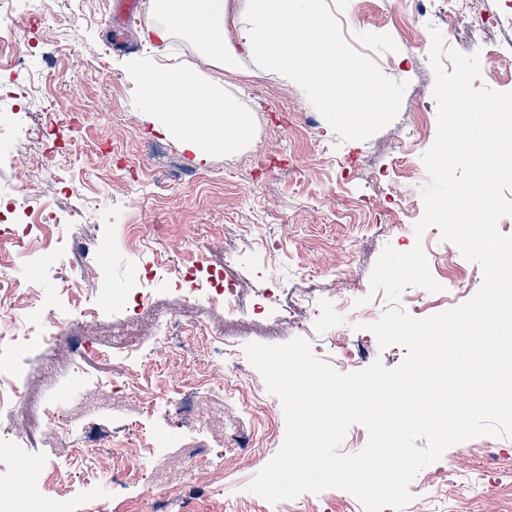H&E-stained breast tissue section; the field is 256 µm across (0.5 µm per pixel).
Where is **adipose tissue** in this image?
<instances>
[{
	"label": "adipose tissue",
	"mask_w": 512,
	"mask_h": 512,
	"mask_svg": "<svg viewBox=\"0 0 512 512\" xmlns=\"http://www.w3.org/2000/svg\"><path fill=\"white\" fill-rule=\"evenodd\" d=\"M163 22L153 33L160 41L174 34L200 36L205 55L226 71H234L242 56H250L324 95L330 112L345 114L360 103L355 122L379 119L385 113L381 85L347 55L314 69L306 37L332 29V17L318 14L317 0H251L238 27L237 41L225 35L226 0H155ZM139 98L155 116V127L178 139L197 158L221 149H237L250 129V116L223 81L183 64L159 65L145 55L127 62Z\"/></svg>",
	"instance_id": "ef3b65f1"
}]
</instances>
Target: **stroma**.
<instances>
[{"mask_svg":"<svg viewBox=\"0 0 512 512\" xmlns=\"http://www.w3.org/2000/svg\"><path fill=\"white\" fill-rule=\"evenodd\" d=\"M55 5L54 20L26 24L22 33L36 47L20 73L0 72V203L17 217L45 208L49 220L39 238L11 248L0 273L15 286L17 306L10 332L27 340L20 353L0 351V373L21 391L9 415L0 416V489L12 490V512H27L30 495L54 508L65 498L73 512H150L151 497L181 473L208 465L219 484L183 480L180 494L194 512H274L247 486L271 460L285 436L279 399L259 386V371L246 344L277 345L314 332L313 353L333 363L351 356L354 370L374 362L397 367L399 346L380 348L361 322L386 310L384 294H371L370 274L385 245L407 252L422 247L436 292L405 289L401 307L426 318L470 300L482 271L467 261L438 228L416 235L424 214L421 188L429 181L423 154L437 134L435 76L429 61L432 30L446 46L479 53L474 87L512 91V68L493 67L491 42L512 35L493 29L489 42L462 38L460 15L441 12L429 24L408 27L411 0H320L334 17L329 39H316L318 61L330 42L345 46L364 71L387 90L392 106L379 120L357 128L330 120L324 103L293 83L242 56L224 73L227 90L251 112L242 147L196 159L179 141L155 130L125 69L128 59H155L215 68L195 36L180 33L157 44L151 0H139L125 30L135 44L116 50L109 42L112 0H15V16L30 7ZM55 109L62 126L52 152L33 165L27 131ZM38 185L40 195L17 192ZM137 225L142 243L129 247L125 225ZM231 264L244 298L232 326L224 310L206 301V271ZM149 301L133 313L135 289ZM275 292L278 303L296 302L287 318L254 313L258 294ZM367 298L359 318L343 301ZM85 323L86 339L102 357L80 360L62 344L41 342L34 316L55 312ZM178 331L157 346L155 320ZM224 339L223 391L200 390L192 414L181 411L185 380L209 375L215 366L210 338ZM150 368L162 382L154 407L123 393H102L97 380ZM61 403L84 443L101 447L89 466L53 428L35 425L40 408ZM140 432L143 445L166 440L155 454L133 460L105 451L107 437ZM40 458L47 472L36 493L22 489V461ZM133 467L136 479L122 486L113 470ZM447 480H440V472ZM402 512H512V440L476 437L449 447L412 480ZM294 512H364L349 492L328 489L293 498Z\"/></svg>","mask_w":512,"mask_h":512,"instance_id":"stroma-1","label":"stroma"}]
</instances>
